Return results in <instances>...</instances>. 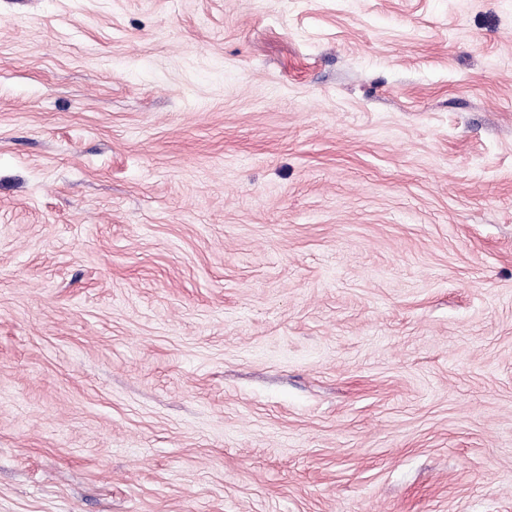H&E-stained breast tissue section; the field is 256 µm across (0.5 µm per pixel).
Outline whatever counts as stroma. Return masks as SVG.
Instances as JSON below:
<instances>
[{
  "instance_id": "35a3bbf8",
  "label": "stroma",
  "mask_w": 512,
  "mask_h": 512,
  "mask_svg": "<svg viewBox=\"0 0 512 512\" xmlns=\"http://www.w3.org/2000/svg\"><path fill=\"white\" fill-rule=\"evenodd\" d=\"M0 512H512V0H0Z\"/></svg>"
}]
</instances>
